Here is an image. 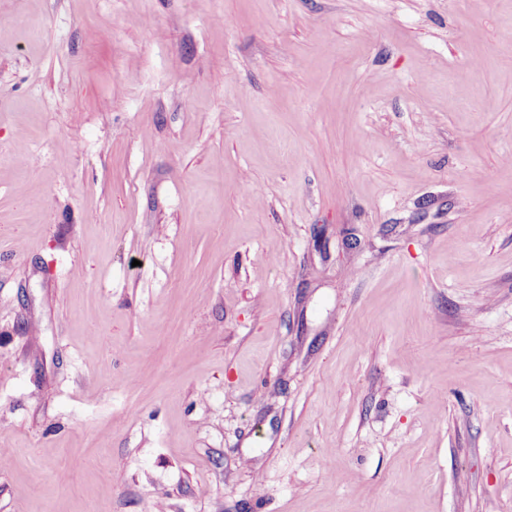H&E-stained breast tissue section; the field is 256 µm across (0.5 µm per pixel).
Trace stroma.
I'll return each mask as SVG.
<instances>
[{
    "mask_svg": "<svg viewBox=\"0 0 512 512\" xmlns=\"http://www.w3.org/2000/svg\"><path fill=\"white\" fill-rule=\"evenodd\" d=\"M0 512H512V0H0Z\"/></svg>",
    "mask_w": 512,
    "mask_h": 512,
    "instance_id": "obj_1",
    "label": "stroma"
}]
</instances>
